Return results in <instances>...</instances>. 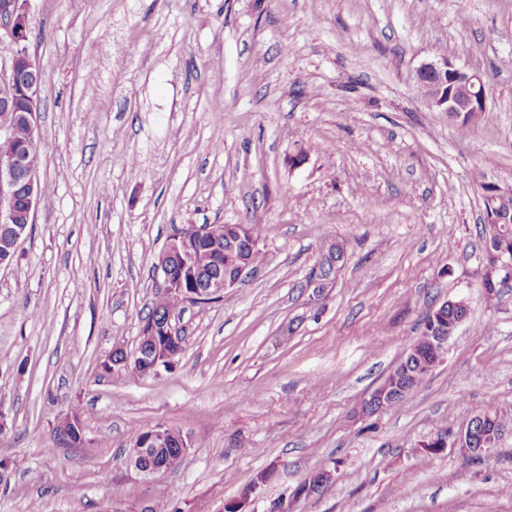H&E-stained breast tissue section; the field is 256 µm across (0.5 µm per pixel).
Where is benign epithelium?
I'll return each instance as SVG.
<instances>
[{
    "instance_id": "1",
    "label": "benign epithelium",
    "mask_w": 512,
    "mask_h": 512,
    "mask_svg": "<svg viewBox=\"0 0 512 512\" xmlns=\"http://www.w3.org/2000/svg\"><path fill=\"white\" fill-rule=\"evenodd\" d=\"M29 19L24 0H0V44L7 47L10 55L7 63L0 68V140L12 138V116L15 115L18 102L29 103L30 111L25 119L31 140H36L39 129V90L42 73L36 59L26 46ZM418 84L423 87L424 99L434 112L443 113L448 122L458 123L457 116L466 112L486 111V73L468 68L443 56L426 62L417 70ZM43 179L41 170L28 165L26 152L18 149L13 153L0 156V226L4 227L6 238L14 246L33 223L34 214L42 201ZM23 200L24 208L17 206V200ZM243 236L231 226L208 224L197 226L188 224L179 229L158 255L152 269L153 287L166 296L183 303H206L224 292L235 288L246 278L257 273L251 261L244 256L240 248ZM206 241L216 254L227 256V265L217 264L209 277L199 275L193 263V251L197 243ZM464 302L452 305L444 301L434 307L428 315V329L405 353L409 359L416 355V348L425 344L434 358L427 364L429 371L440 366L448 354V342L457 328L466 320ZM453 311L457 320L448 322V311ZM140 344L146 351L136 350L130 355L116 348L104 362L103 369L113 373H133L140 376L157 375L164 368H172L176 357L183 350V338L179 328L168 322L157 326L144 321L140 327ZM402 366H396L386 379L378 385L364 401L362 411L380 412L391 407L404 394ZM80 422L68 415L60 421L59 427L65 433L59 440L73 447L86 444L84 430L78 429ZM501 440L496 428L488 423L483 415L472 416L466 425L448 439H434L425 448L438 451L451 446L468 458H482ZM179 447H188L183 435L175 434L162 426H155L135 442L129 454V465L141 476L157 478L167 471L165 464L152 466L146 464L148 455L155 448H161L171 442ZM333 480V472L319 469L310 474L303 482L304 490L292 497L309 496Z\"/></svg>"
}]
</instances>
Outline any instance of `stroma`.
I'll list each match as a JSON object with an SVG mask.
<instances>
[{"label":"stroma","mask_w":512,"mask_h":512,"mask_svg":"<svg viewBox=\"0 0 512 512\" xmlns=\"http://www.w3.org/2000/svg\"><path fill=\"white\" fill-rule=\"evenodd\" d=\"M26 9L53 194L0 267V512H224L244 494L247 512H512V433L478 462L424 448L478 408L512 415V277L482 241L483 184L512 189V0ZM439 56L487 73L477 125L421 100ZM186 224L260 225L262 268L184 304L170 370L105 372L113 348L136 351L152 264ZM334 243L345 260L319 294ZM461 299L445 361L361 416L430 309ZM76 406L79 448L54 437ZM146 423L189 439L157 479L127 463ZM321 468L333 482L293 498Z\"/></svg>","instance_id":"35a3bbf8"}]
</instances>
